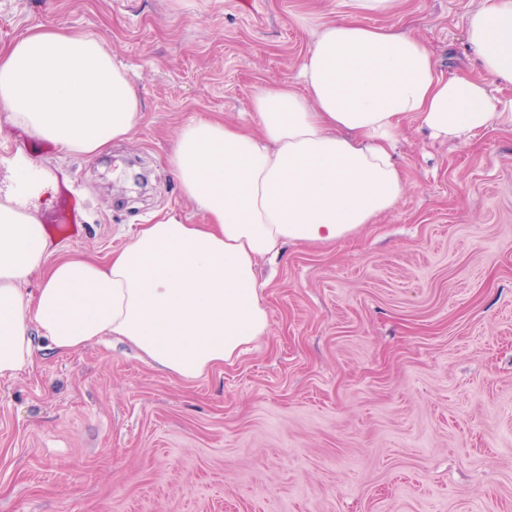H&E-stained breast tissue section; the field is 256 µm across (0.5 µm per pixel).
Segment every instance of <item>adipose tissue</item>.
I'll return each instance as SVG.
<instances>
[{
    "label": "adipose tissue",
    "mask_w": 512,
    "mask_h": 512,
    "mask_svg": "<svg viewBox=\"0 0 512 512\" xmlns=\"http://www.w3.org/2000/svg\"><path fill=\"white\" fill-rule=\"evenodd\" d=\"M345 6L318 24L300 84L256 90L255 128L197 118L180 129L166 163L206 223L170 217L140 225L106 261H53L34 214L0 202V378L29 367L36 342L68 353L105 340L201 378L268 328L258 258L336 242L397 204L405 118L448 140L512 127V108L488 92L492 81L512 85V0L468 14L480 74L449 78L414 31L364 25L397 0ZM0 117L92 157L133 133L139 101L97 39L36 28L0 47Z\"/></svg>",
    "instance_id": "adipose-tissue-1"
}]
</instances>
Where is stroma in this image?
<instances>
[{
	"label": "stroma",
	"mask_w": 512,
	"mask_h": 512,
	"mask_svg": "<svg viewBox=\"0 0 512 512\" xmlns=\"http://www.w3.org/2000/svg\"><path fill=\"white\" fill-rule=\"evenodd\" d=\"M483 0H399L449 77ZM343 0H0V46L33 28L99 40L136 88L131 138L86 159L0 122V200L23 154L52 256L104 260L141 224L204 216L165 157L194 118L239 122L294 78ZM397 205L333 244L257 262L265 336L202 378L125 345L39 350L0 379V512H512V129L468 142L415 120Z\"/></svg>",
	"instance_id": "35a3bbf8"
}]
</instances>
